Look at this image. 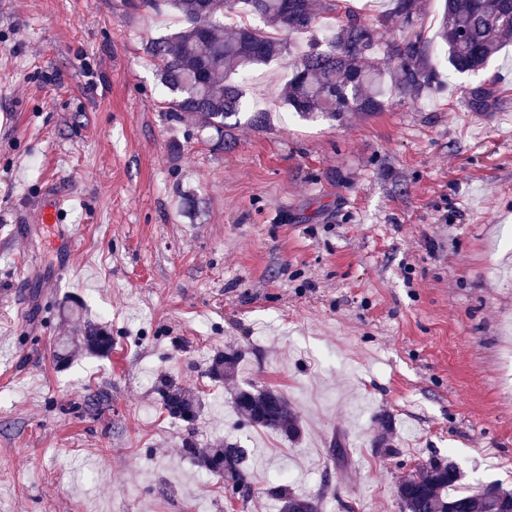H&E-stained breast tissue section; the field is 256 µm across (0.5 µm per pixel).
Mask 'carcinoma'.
<instances>
[{
	"instance_id": "cac0c4a2",
	"label": "carcinoma",
	"mask_w": 512,
	"mask_h": 512,
	"mask_svg": "<svg viewBox=\"0 0 512 512\" xmlns=\"http://www.w3.org/2000/svg\"><path fill=\"white\" fill-rule=\"evenodd\" d=\"M344 0H131L129 6L146 13L171 8L184 18L178 32L153 39L145 52L157 65L163 85L172 98L167 101L171 116H191L202 128L224 136L226 119L238 114L242 92L233 80L238 73L266 64L290 52L288 36L312 34L319 19H332L330 36L313 38L309 50L292 63L284 101L302 117L321 116L343 120L356 112L373 115L382 111L387 95L418 100L438 89L439 79L431 41L426 36L422 15L424 0H389L391 8L378 18L379 26L360 21V14L343 5ZM258 16L273 28L269 32L247 22ZM240 24L223 36L224 19ZM394 21L399 35L382 40L380 26ZM438 37L447 47L449 65L458 73L477 74L512 35V0H443L436 17ZM383 54L384 63L376 61ZM494 80L464 89L470 108L486 111L492 100ZM80 345L86 351L107 355L112 337L103 329H90L72 341L58 344L57 358L64 362ZM239 356L224 353L212 359L209 376L218 381L234 377ZM164 408L173 418L186 423L197 420L200 400L166 380L158 386ZM233 408L251 427L272 430L295 441L301 426L288 398L273 389L239 387L232 397ZM183 455L200 467L224 478V483L252 486L245 468L246 450L223 442L201 447L185 441ZM279 503V512H322V495H302L282 483L266 489ZM400 512H504L512 508V491L498 485L479 490L461 486V475L450 462L417 464L396 486Z\"/></svg>"
}]
</instances>
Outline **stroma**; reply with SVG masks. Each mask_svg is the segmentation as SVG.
Listing matches in <instances>:
<instances>
[{
    "label": "stroma",
    "mask_w": 512,
    "mask_h": 512,
    "mask_svg": "<svg viewBox=\"0 0 512 512\" xmlns=\"http://www.w3.org/2000/svg\"><path fill=\"white\" fill-rule=\"evenodd\" d=\"M180 26L129 0H0V512H278L283 470L323 512H400L432 457L512 490V38L486 73L441 65L433 94L340 123L288 110L272 61L221 138L168 114L144 51ZM488 75L481 120L462 91ZM49 182L74 198L69 255L39 220ZM91 323L111 354L58 363ZM229 350L237 377L213 383ZM163 376L200 396L194 424L161 407ZM238 384L283 393L300 439L241 421ZM188 438L247 448V505ZM239 356L236 353H224L212 359L208 368L209 376L218 381L234 377Z\"/></svg>",
    "instance_id": "1"
}]
</instances>
